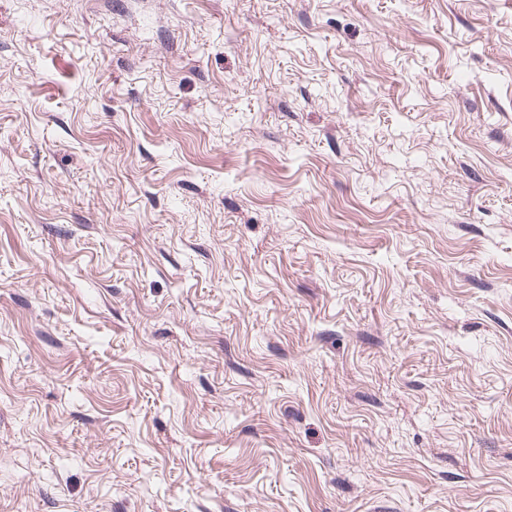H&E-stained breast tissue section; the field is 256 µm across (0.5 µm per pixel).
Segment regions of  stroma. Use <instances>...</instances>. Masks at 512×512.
I'll list each match as a JSON object with an SVG mask.
<instances>
[{
    "label": "stroma",
    "instance_id": "stroma-1",
    "mask_svg": "<svg viewBox=\"0 0 512 512\" xmlns=\"http://www.w3.org/2000/svg\"><path fill=\"white\" fill-rule=\"evenodd\" d=\"M0 512H512V0H0Z\"/></svg>",
    "mask_w": 512,
    "mask_h": 512
}]
</instances>
